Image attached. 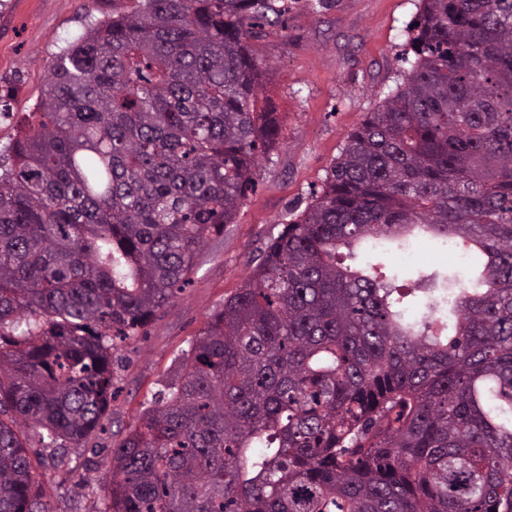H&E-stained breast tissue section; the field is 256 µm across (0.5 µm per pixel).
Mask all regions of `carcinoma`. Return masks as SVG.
Here are the masks:
<instances>
[{
	"instance_id": "obj_1",
	"label": "carcinoma",
	"mask_w": 512,
	"mask_h": 512,
	"mask_svg": "<svg viewBox=\"0 0 512 512\" xmlns=\"http://www.w3.org/2000/svg\"><path fill=\"white\" fill-rule=\"evenodd\" d=\"M276 2L141 0L50 63L0 164V512H49L38 468L247 198ZM419 2L401 81L112 448L100 512H512V0ZM417 227L478 277L337 258Z\"/></svg>"
}]
</instances>
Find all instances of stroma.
Listing matches in <instances>:
<instances>
[{"label": "stroma", "mask_w": 512, "mask_h": 512, "mask_svg": "<svg viewBox=\"0 0 512 512\" xmlns=\"http://www.w3.org/2000/svg\"><path fill=\"white\" fill-rule=\"evenodd\" d=\"M137 6V0H0V97L8 105L0 115L1 155L20 122L35 111L51 58L91 21ZM287 6L283 23L255 27L247 37L264 66L261 93L278 116L280 140L261 159L256 190L233 223L207 239L189 284L119 349V392L105 430L90 447L67 449L66 469L46 479L50 512H98L113 443L176 377L179 357L207 315L242 286L265 240L312 202L348 133L379 105L404 68L401 53L418 0H288ZM414 235L402 252L393 244L372 251L356 247L350 264H383L407 287L422 269L447 268L448 255L430 234L418 229Z\"/></svg>", "instance_id": "obj_1"}]
</instances>
